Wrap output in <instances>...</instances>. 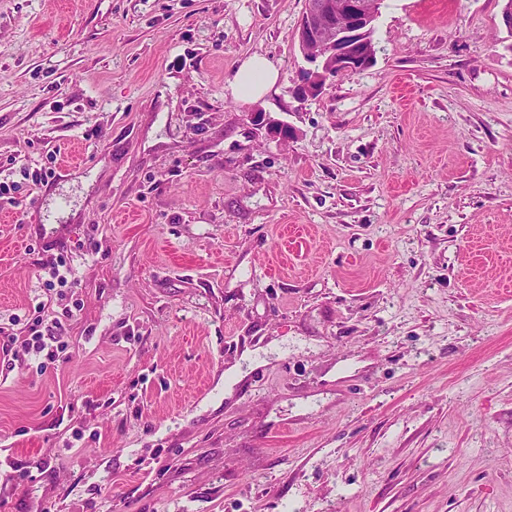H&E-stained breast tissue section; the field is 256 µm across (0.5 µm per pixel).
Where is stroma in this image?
<instances>
[{
    "label": "stroma",
    "mask_w": 512,
    "mask_h": 512,
    "mask_svg": "<svg viewBox=\"0 0 512 512\" xmlns=\"http://www.w3.org/2000/svg\"><path fill=\"white\" fill-rule=\"evenodd\" d=\"M504 4L383 0L300 104L306 0H0V327L70 344L0 358V512H512ZM278 79V72L262 55H253L239 65L229 82L232 95L241 102H252L264 96Z\"/></svg>",
    "instance_id": "obj_1"
}]
</instances>
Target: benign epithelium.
Masks as SVG:
<instances>
[{"mask_svg":"<svg viewBox=\"0 0 512 512\" xmlns=\"http://www.w3.org/2000/svg\"><path fill=\"white\" fill-rule=\"evenodd\" d=\"M382 0H307L297 40L308 67L294 87L303 100L318 94L326 80L349 76L364 69L353 51L365 45L373 30Z\"/></svg>","mask_w":512,"mask_h":512,"instance_id":"7a95c632","label":"benign epithelium"}]
</instances>
